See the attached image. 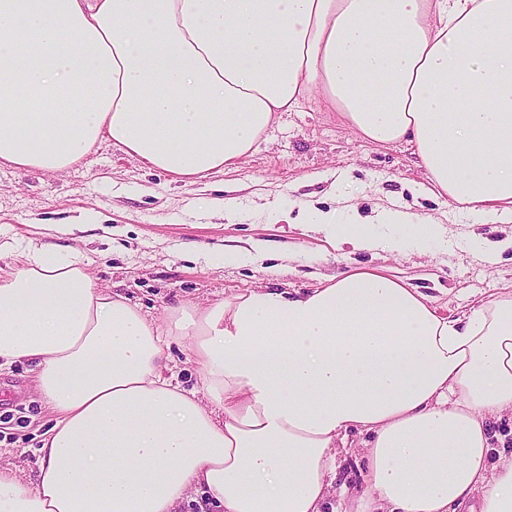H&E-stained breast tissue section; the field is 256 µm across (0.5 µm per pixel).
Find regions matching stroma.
Returning a JSON list of instances; mask_svg holds the SVG:
<instances>
[{
	"label": "stroma",
	"instance_id": "1",
	"mask_svg": "<svg viewBox=\"0 0 512 512\" xmlns=\"http://www.w3.org/2000/svg\"><path fill=\"white\" fill-rule=\"evenodd\" d=\"M209 179L215 198H235L232 216L217 215L175 175L108 142L57 173L0 161V243L22 248L34 240L61 255L80 250L100 287L131 298L159 322L178 302L221 299L257 286L316 288L350 263L403 279L452 320L512 291V249L490 259L473 243L479 234L511 236L512 221L485 224L462 205L431 196L412 145L362 139L321 108L319 97L281 113L243 162ZM308 203L337 210L347 230L392 209L430 217L444 233L402 254H352L334 249L310 225L285 220V213ZM252 242L262 244L263 257L248 252ZM224 245L239 247L240 255L210 265L209 250ZM34 378L26 363L0 370V460L30 479L51 426Z\"/></svg>",
	"mask_w": 512,
	"mask_h": 512
}]
</instances>
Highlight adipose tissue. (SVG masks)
Returning <instances> with one entry per match:
<instances>
[{
	"label": "adipose tissue",
	"mask_w": 512,
	"mask_h": 512,
	"mask_svg": "<svg viewBox=\"0 0 512 512\" xmlns=\"http://www.w3.org/2000/svg\"><path fill=\"white\" fill-rule=\"evenodd\" d=\"M318 95L356 134L407 141L439 193L512 218V0H0V160L60 172L101 142L183 177L236 166ZM409 236H345L404 251ZM0 268V362L35 365L52 414L0 512H323L351 436L356 512H512V292L456 320L375 267L250 288L148 320L80 252L28 244ZM190 344L197 386L168 375Z\"/></svg>",
	"instance_id": "ef3b65f1"
}]
</instances>
